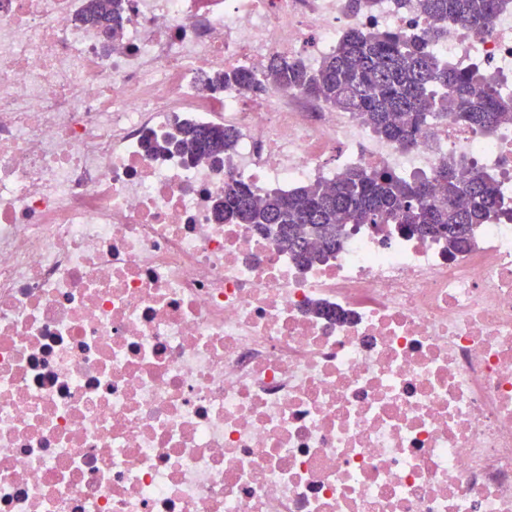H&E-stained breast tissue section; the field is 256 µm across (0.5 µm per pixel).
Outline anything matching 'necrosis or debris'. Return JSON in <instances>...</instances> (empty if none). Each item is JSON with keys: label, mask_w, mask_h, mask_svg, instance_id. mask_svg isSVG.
I'll list each match as a JSON object with an SVG mask.
<instances>
[{"label": "necrosis or debris", "mask_w": 512, "mask_h": 512, "mask_svg": "<svg viewBox=\"0 0 512 512\" xmlns=\"http://www.w3.org/2000/svg\"><path fill=\"white\" fill-rule=\"evenodd\" d=\"M0 0V512H512V123L453 116L408 149L287 87L217 88L352 27L425 32L400 0ZM430 48L512 95V8ZM184 123L223 161L154 154ZM493 177L507 207L449 256L352 227L302 267L218 220L355 167ZM123 0H90L88 19L93 23L112 29V37H117L123 24ZM176 138L180 151L191 158L206 156L220 158L231 150L236 141V134L231 128L201 127L184 123L178 127Z\"/></svg>", "instance_id": "4bbe7bcc"}]
</instances>
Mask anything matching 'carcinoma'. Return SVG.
<instances>
[{
	"label": "carcinoma",
	"instance_id": "1",
	"mask_svg": "<svg viewBox=\"0 0 512 512\" xmlns=\"http://www.w3.org/2000/svg\"><path fill=\"white\" fill-rule=\"evenodd\" d=\"M418 9L440 21L488 33L504 0H415ZM123 0H90L88 19L119 35ZM438 31L409 35L379 28L348 29L336 51L309 68L299 58L274 55L262 77L228 69L211 78L215 86L262 92L285 86L340 112H351L377 135L402 148L414 145L429 118L451 112L463 122L491 131L512 121V96L488 84L481 71L441 64L430 49ZM176 138L192 158H220L231 150V128L184 123ZM494 181L472 168L449 162L430 179L402 178L384 168H355L327 187L308 184L292 193L259 197L251 184L224 183L217 210L233 224H250L273 238L303 265L334 254L351 224H395L421 239L448 242V255L464 251L475 229L500 211Z\"/></svg>",
	"mask_w": 512,
	"mask_h": 512
}]
</instances>
